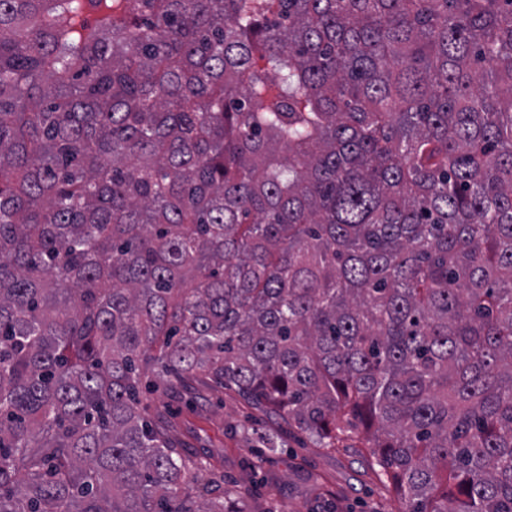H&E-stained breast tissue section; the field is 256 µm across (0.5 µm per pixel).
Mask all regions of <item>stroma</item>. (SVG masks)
<instances>
[{
	"instance_id": "stroma-1",
	"label": "stroma",
	"mask_w": 512,
	"mask_h": 512,
	"mask_svg": "<svg viewBox=\"0 0 512 512\" xmlns=\"http://www.w3.org/2000/svg\"><path fill=\"white\" fill-rule=\"evenodd\" d=\"M147 405L151 422L162 424L182 452L207 461L206 479L225 493H247L249 512H314L328 493L337 512H398L362 430L339 448H318L286 418L198 381L161 386ZM270 438L277 448H268Z\"/></svg>"
}]
</instances>
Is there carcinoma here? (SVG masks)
Listing matches in <instances>:
<instances>
[{"instance_id":"obj_1","label":"carcinoma","mask_w":512,"mask_h":512,"mask_svg":"<svg viewBox=\"0 0 512 512\" xmlns=\"http://www.w3.org/2000/svg\"><path fill=\"white\" fill-rule=\"evenodd\" d=\"M147 367L512 512V0H0V512H243Z\"/></svg>"}]
</instances>
